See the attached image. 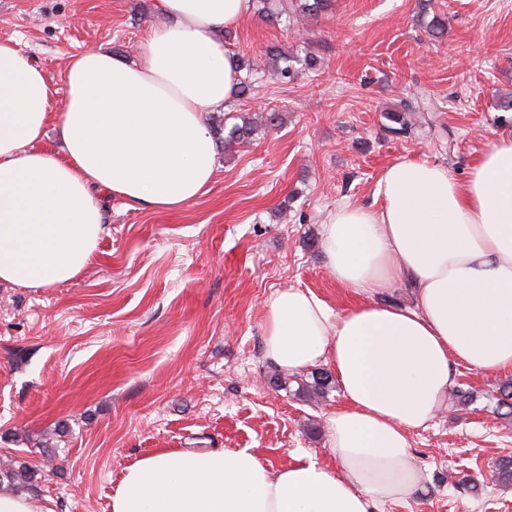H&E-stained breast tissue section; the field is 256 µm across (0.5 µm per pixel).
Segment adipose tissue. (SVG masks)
<instances>
[{
	"mask_svg": "<svg viewBox=\"0 0 512 512\" xmlns=\"http://www.w3.org/2000/svg\"><path fill=\"white\" fill-rule=\"evenodd\" d=\"M165 24L138 59L74 57L65 100L16 42L0 40V283L50 288L82 274L106 233L103 198L175 211L216 170L210 112L234 104L225 30L254 0H155ZM60 130L53 154L41 146ZM377 206L346 204L321 226L331 277L366 300L334 315L312 292L264 304L265 357L334 373L344 408L327 414L338 468L264 465L246 448L160 451L124 471L112 512H376L420 485L410 432L448 402L455 368L512 370V136L465 175L403 159L380 174ZM407 281L414 307L373 301Z\"/></svg>",
	"mask_w": 512,
	"mask_h": 512,
	"instance_id": "1",
	"label": "adipose tissue"
}]
</instances>
